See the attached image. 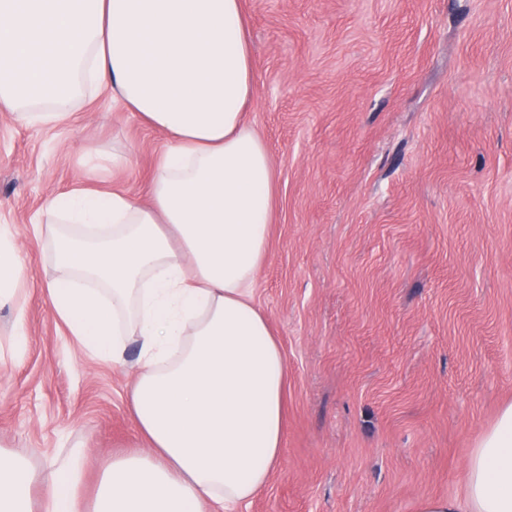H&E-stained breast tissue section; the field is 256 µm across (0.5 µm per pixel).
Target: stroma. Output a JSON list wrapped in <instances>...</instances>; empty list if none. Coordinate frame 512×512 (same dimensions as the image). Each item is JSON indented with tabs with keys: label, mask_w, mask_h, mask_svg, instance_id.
<instances>
[{
	"label": "stroma",
	"mask_w": 512,
	"mask_h": 512,
	"mask_svg": "<svg viewBox=\"0 0 512 512\" xmlns=\"http://www.w3.org/2000/svg\"><path fill=\"white\" fill-rule=\"evenodd\" d=\"M243 11L246 117L275 173L254 300L288 379L279 465L240 512H415L459 496L478 436L512 403V0ZM165 141L104 91L55 127L0 111V225L26 273L18 304L0 307V448L40 467L81 449L89 497L137 444L135 372L58 320L34 221L78 184L146 200Z\"/></svg>",
	"instance_id": "stroma-1"
}]
</instances>
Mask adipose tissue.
<instances>
[{"mask_svg":"<svg viewBox=\"0 0 512 512\" xmlns=\"http://www.w3.org/2000/svg\"><path fill=\"white\" fill-rule=\"evenodd\" d=\"M167 136L146 202L78 187L36 225L51 305L94 355L123 364L145 446L113 455L93 498L79 452L34 470L0 450V512H235L276 469L287 365L256 276L268 255L274 170L247 122L254 94L241 0H0V108L68 120L98 92ZM23 272L0 226V305ZM464 493L416 512H512V404L484 431Z\"/></svg>","mask_w":512,"mask_h":512,"instance_id":"1","label":"adipose tissue"}]
</instances>
